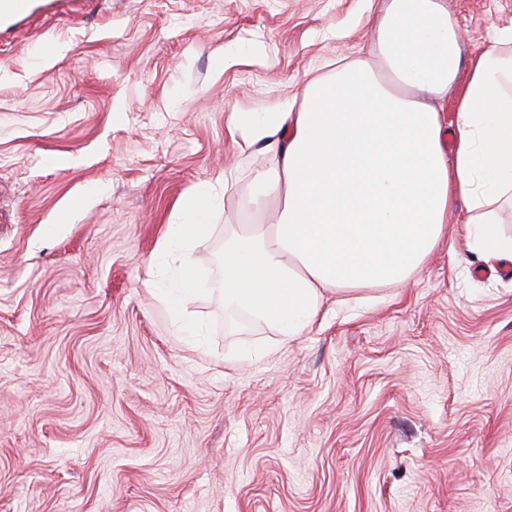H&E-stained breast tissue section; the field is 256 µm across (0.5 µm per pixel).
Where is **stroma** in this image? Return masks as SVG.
<instances>
[{"label": "stroma", "instance_id": "obj_1", "mask_svg": "<svg viewBox=\"0 0 512 512\" xmlns=\"http://www.w3.org/2000/svg\"><path fill=\"white\" fill-rule=\"evenodd\" d=\"M386 0H33L0 21V512H512V274L448 233L402 286L329 291L301 336L227 323L228 224L261 154L230 112L362 57ZM463 58L512 0H442ZM56 45L53 55L40 42ZM232 186L179 333L168 224Z\"/></svg>", "mask_w": 512, "mask_h": 512}]
</instances>
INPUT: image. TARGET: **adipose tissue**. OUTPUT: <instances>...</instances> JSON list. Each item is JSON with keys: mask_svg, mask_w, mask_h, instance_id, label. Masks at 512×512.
Returning <instances> with one entry per match:
<instances>
[{"mask_svg": "<svg viewBox=\"0 0 512 512\" xmlns=\"http://www.w3.org/2000/svg\"><path fill=\"white\" fill-rule=\"evenodd\" d=\"M379 42L394 82L360 59L298 84L274 111L232 112L224 124L233 148L268 161L246 204L274 197L278 216L225 239L220 286L227 305L286 337L314 321L325 291L413 278L457 204L470 246L485 260L512 261V237L497 228L512 203V33L496 34L464 66L440 0H389ZM461 73L447 149L443 95ZM222 200L221 182L196 186L161 244L174 285L160 299L189 335L183 310L205 277L189 248Z\"/></svg>", "mask_w": 512, "mask_h": 512, "instance_id": "obj_1", "label": "adipose tissue"}]
</instances>
